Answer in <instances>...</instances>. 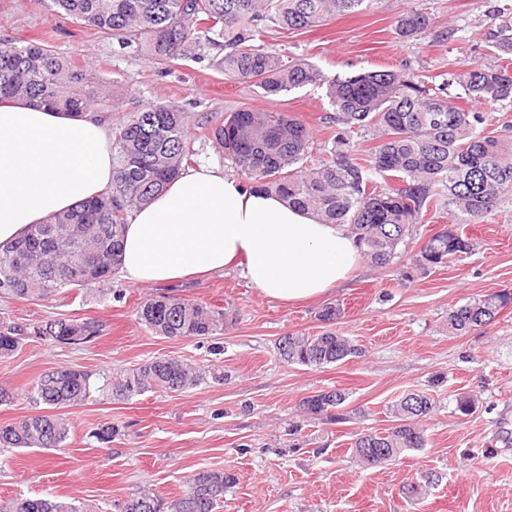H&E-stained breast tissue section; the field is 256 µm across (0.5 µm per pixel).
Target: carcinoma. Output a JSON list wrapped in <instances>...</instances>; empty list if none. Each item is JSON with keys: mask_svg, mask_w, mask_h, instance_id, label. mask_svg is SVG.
Masks as SVG:
<instances>
[{"mask_svg": "<svg viewBox=\"0 0 512 512\" xmlns=\"http://www.w3.org/2000/svg\"><path fill=\"white\" fill-rule=\"evenodd\" d=\"M379 0H52L64 15L125 46L137 44L163 68L204 45L224 48L216 66L224 75L275 99L308 85L326 87L334 110L327 116L336 134L322 156L310 162L313 138L300 120L283 112L249 107L228 113L210 137L248 183L273 192L328 224H344L361 255L376 266L398 258L410 228L426 222L430 206L444 201L459 224H476L512 191V139L498 131L495 112L512 106V37L492 42L499 63H470L448 72L436 87L422 76L370 71L329 79L306 58L286 61L264 48L271 25L291 32L314 27L338 13L373 10ZM430 25L424 11L397 20V34L412 38ZM461 88L485 110L466 112L448 100ZM26 98L58 112L113 108L114 89L85 66L41 43L0 40V99ZM373 131L379 141L357 158L351 134ZM189 116L170 104H148L112 132L110 194L54 214L17 241L0 247V292L48 300L64 288L105 284L120 265L124 229L132 212L151 203L180 171L197 162ZM473 250L470 238L444 230L421 247L419 264L432 268ZM95 258L86 266L84 254ZM512 298L491 294L448 312V334L464 335L495 318ZM139 319L168 339H206L224 327V311L172 297L140 306ZM94 321L51 320L28 331L0 322V357L12 355L29 335L67 344L71 336L92 339ZM286 361L324 367L359 355L352 340L334 330L317 336H286ZM224 379L212 367L196 368L175 357H158L112 382L120 398L149 389L180 392L205 378ZM96 386L89 373L61 367L40 376L24 394L43 412L0 425V450L64 446L70 426L57 410L77 406ZM341 391L302 401L309 416L340 421ZM433 410L424 393H408L393 405L394 424L384 433L356 438L354 453L365 465L394 462L426 444L423 421ZM235 482L222 470L200 469L168 502L139 491L122 512H217L224 490ZM0 512H90L85 505L47 496L0 499Z\"/></svg>", "mask_w": 512, "mask_h": 512, "instance_id": "carcinoma-1", "label": "carcinoma"}]
</instances>
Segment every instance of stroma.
I'll return each mask as SVG.
<instances>
[{"label":"stroma","mask_w":512,"mask_h":512,"mask_svg":"<svg viewBox=\"0 0 512 512\" xmlns=\"http://www.w3.org/2000/svg\"><path fill=\"white\" fill-rule=\"evenodd\" d=\"M498 2L379 0L367 14L338 15L293 34L270 31L265 46L308 58L330 78L384 68L434 77L456 64L489 62L486 37L512 28V13L497 15ZM412 10L431 14L432 24L417 37L400 38L396 20ZM0 39L46 44L125 87L128 95L108 113L109 123L142 103L184 107L200 162L230 175L234 166L203 132L240 107L298 117L318 148L334 134L325 121L332 111L325 88L262 98L258 88L212 68L217 51L207 47L202 59L178 61L164 72L136 46L122 47L60 17L50 0H0ZM454 227L471 238L473 251L440 267H420L423 242ZM498 293L512 294V194L475 224L456 225L443 207L430 211L393 264L360 261L345 284L300 303L265 297L237 269L169 286H131L117 277L46 301L2 294L0 320L32 327L93 319L100 333L79 345L31 336L0 359V386L17 392L11 404L0 405V425L36 413L24 391L57 368L88 371L100 389L65 409L72 429L64 447L0 454V498L52 495L93 512H121L132 493L174 497L191 472L207 468L236 477L218 512H512V304L465 335H450L447 326L451 308ZM160 295L224 310L223 331L204 340L151 334L137 311ZM328 305L340 307L335 329L360 346L361 356L322 368L285 361L279 340L320 333L318 315ZM168 356L218 366L224 379L177 393L113 397L109 381ZM333 390L348 395L343 422L303 415L301 400ZM409 392L433 402L425 447L391 465H360L353 454L357 436L390 428L392 405ZM464 395L475 399L467 413L457 408ZM108 424L114 434L103 444L93 432ZM411 482L422 484L421 496L406 495Z\"/></svg>","instance_id":"1"}]
</instances>
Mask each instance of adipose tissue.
I'll use <instances>...</instances> for the list:
<instances>
[{
    "mask_svg": "<svg viewBox=\"0 0 512 512\" xmlns=\"http://www.w3.org/2000/svg\"><path fill=\"white\" fill-rule=\"evenodd\" d=\"M112 142L101 117L25 99L0 102V244L109 192ZM360 259L341 224H325L216 165L183 170L124 230L119 274L133 286L207 277L241 262L282 302L345 282Z\"/></svg>",
    "mask_w": 512,
    "mask_h": 512,
    "instance_id": "adipose-tissue-1",
    "label": "adipose tissue"
}]
</instances>
